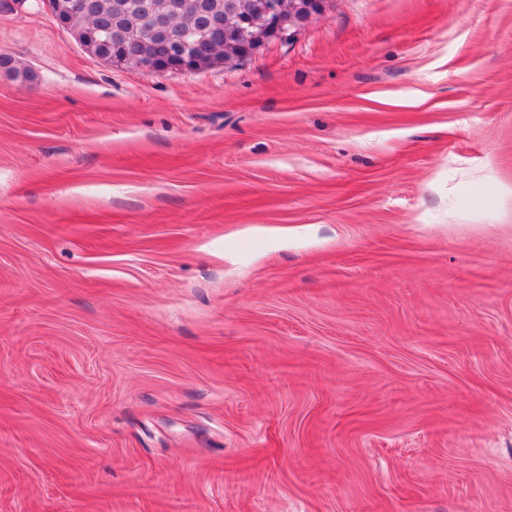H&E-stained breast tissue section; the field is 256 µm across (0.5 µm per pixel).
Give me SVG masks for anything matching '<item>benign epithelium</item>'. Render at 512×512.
<instances>
[{
  "mask_svg": "<svg viewBox=\"0 0 512 512\" xmlns=\"http://www.w3.org/2000/svg\"><path fill=\"white\" fill-rule=\"evenodd\" d=\"M326 0H148L141 33L131 36L116 24H89L82 41L112 40L109 65L128 64L147 74L197 72L242 59L274 39H291L301 26L321 16ZM53 16L69 27L75 12L49 0Z\"/></svg>",
  "mask_w": 512,
  "mask_h": 512,
  "instance_id": "1",
  "label": "benign epithelium"
}]
</instances>
